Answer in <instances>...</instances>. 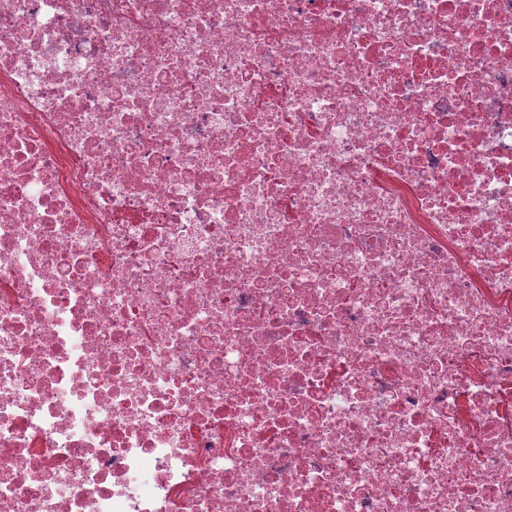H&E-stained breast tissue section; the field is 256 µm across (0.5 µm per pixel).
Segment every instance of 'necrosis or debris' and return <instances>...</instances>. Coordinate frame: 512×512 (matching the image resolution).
Here are the masks:
<instances>
[{
	"instance_id": "obj_1",
	"label": "necrosis or debris",
	"mask_w": 512,
	"mask_h": 512,
	"mask_svg": "<svg viewBox=\"0 0 512 512\" xmlns=\"http://www.w3.org/2000/svg\"><path fill=\"white\" fill-rule=\"evenodd\" d=\"M0 512H512V0H0Z\"/></svg>"
}]
</instances>
